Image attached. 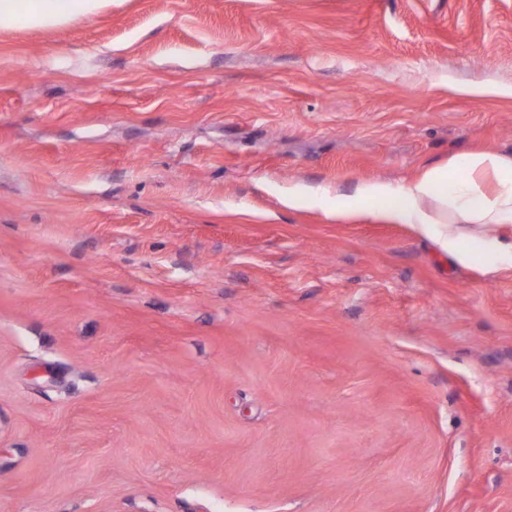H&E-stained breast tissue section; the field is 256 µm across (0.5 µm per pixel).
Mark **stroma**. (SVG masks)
<instances>
[{
  "label": "stroma",
  "mask_w": 512,
  "mask_h": 512,
  "mask_svg": "<svg viewBox=\"0 0 512 512\" xmlns=\"http://www.w3.org/2000/svg\"><path fill=\"white\" fill-rule=\"evenodd\" d=\"M512 156V0H112L0 29V512H512V270L312 188Z\"/></svg>",
  "instance_id": "1"
}]
</instances>
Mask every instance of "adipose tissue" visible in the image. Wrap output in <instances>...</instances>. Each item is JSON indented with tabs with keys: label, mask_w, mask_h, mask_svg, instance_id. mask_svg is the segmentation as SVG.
<instances>
[{
	"label": "adipose tissue",
	"mask_w": 512,
	"mask_h": 512,
	"mask_svg": "<svg viewBox=\"0 0 512 512\" xmlns=\"http://www.w3.org/2000/svg\"><path fill=\"white\" fill-rule=\"evenodd\" d=\"M112 0H0V27L59 25L73 16L102 10ZM328 220L370 217L405 224L458 264L488 275L512 269V157L480 151L455 155L401 184L382 179L358 182L351 192L330 193Z\"/></svg>",
	"instance_id": "obj_1"
}]
</instances>
